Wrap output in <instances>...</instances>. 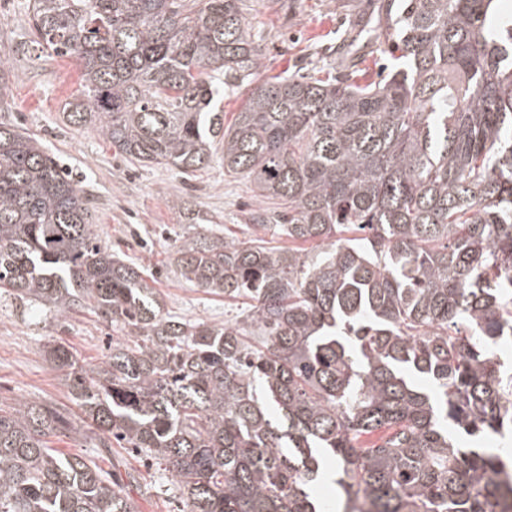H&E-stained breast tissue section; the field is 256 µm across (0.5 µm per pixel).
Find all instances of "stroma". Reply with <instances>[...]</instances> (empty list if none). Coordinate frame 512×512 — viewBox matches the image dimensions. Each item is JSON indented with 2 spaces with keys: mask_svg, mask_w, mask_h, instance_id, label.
Wrapping results in <instances>:
<instances>
[{
  "mask_svg": "<svg viewBox=\"0 0 512 512\" xmlns=\"http://www.w3.org/2000/svg\"><path fill=\"white\" fill-rule=\"evenodd\" d=\"M377 5L378 0H287L282 8L273 0H248L246 16L263 38L269 74L332 68L341 51L374 77L380 60L371 51L370 32L378 23ZM31 16L30 0H0V51L10 67L0 121L36 138L76 177L103 245L143 266L166 312L217 325L235 318L236 306L180 277L175 250L188 223L173 203L190 200L213 226L244 238L245 214L256 205L249 179L226 175L217 162L191 176L164 165L146 166L118 155L94 129L71 124L64 106L80 89L81 69L74 59L42 52ZM121 337L90 310L60 315L1 296L0 406L20 400L69 405L64 375L44 355L47 340H60L91 367ZM52 445L96 459L119 478L134 474L129 491L137 512H181L180 492L163 466L118 447L99 456L82 438L56 437Z\"/></svg>",
  "mask_w": 512,
  "mask_h": 512,
  "instance_id": "obj_1",
  "label": "stroma"
}]
</instances>
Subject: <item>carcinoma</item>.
Segmentation results:
<instances>
[{
    "label": "carcinoma",
    "instance_id": "1",
    "mask_svg": "<svg viewBox=\"0 0 512 512\" xmlns=\"http://www.w3.org/2000/svg\"><path fill=\"white\" fill-rule=\"evenodd\" d=\"M244 0H32L39 44L82 65L68 117L121 155L224 172L252 237L180 238L185 281L246 297L222 325L163 312L112 254L41 143L0 122V292L127 330L87 368L62 344L79 422L0 408V512H136L50 438L164 464L182 512H495L512 469V15L498 0H386L379 82L348 66L264 78ZM252 77L224 126V87ZM288 246H265V236ZM431 384L426 390L422 382ZM377 435L374 442L363 437Z\"/></svg>",
    "mask_w": 512,
    "mask_h": 512
}]
</instances>
